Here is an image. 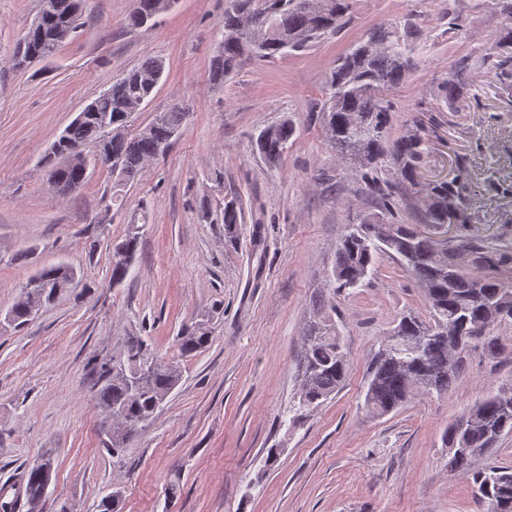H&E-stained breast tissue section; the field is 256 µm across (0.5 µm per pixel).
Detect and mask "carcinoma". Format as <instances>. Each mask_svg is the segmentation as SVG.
Masks as SVG:
<instances>
[{"label": "carcinoma", "mask_w": 512, "mask_h": 512, "mask_svg": "<svg viewBox=\"0 0 512 512\" xmlns=\"http://www.w3.org/2000/svg\"><path fill=\"white\" fill-rule=\"evenodd\" d=\"M81 0H39L41 23L20 38L13 57L20 68L29 59L44 63L77 28ZM352 0H228L218 32L217 50L208 67L214 86L242 63L244 56L272 61L290 51H303L336 34L349 19ZM169 10V0H135L129 17L134 28L150 26ZM416 37L408 24L388 21L376 27L358 46L336 61L325 78L324 100L316 111L323 135L336 160L351 162L359 173L363 191L377 209L359 214L336 246V260L329 275L328 295L319 299L309 322L300 359V383L295 416L319 407L344 382L349 363L336 322L325 307H335L337 295L367 285L376 254L390 252L412 273L421 288L429 318L409 311L401 315L397 329L404 336H428L440 326H451L461 340L453 356L448 344L431 340L418 356L409 357L384 342L370 362L365 407L385 415L411 401L419 393L448 392L459 373L464 353L480 347L494 355L501 349L494 328L512 325V282L494 276L462 271L463 280L448 284L445 271L458 264L457 252L402 218L403 203H420V223L448 230V217L463 225L473 223L467 195L471 181L464 163L456 161L450 179L424 182L428 148L422 130L414 125L392 132L394 103L390 93L408 82L415 64ZM484 61L498 73L504 85H512V26L504 25L485 54ZM474 61L458 57L439 84L442 98L453 105L465 98ZM164 75V63L148 59L115 80L93 99V111L73 120L57 139L58 148L40 163L57 182V190L81 188L88 179L89 163L83 152L100 149L112 156L120 170H110L113 201L125 187L141 177L147 164L166 153L179 134L186 111L174 105L158 113L146 125L131 129L132 117L143 109ZM298 137L296 123L285 117L262 129L252 140V150L270 166L282 161ZM224 233L237 238L243 208L237 198L224 202ZM139 225L130 223L122 242L109 255L112 284H122L139 247ZM473 263L482 268L496 264L499 250L491 246L468 247ZM75 279L66 263L42 266L22 286L10 313L14 326L32 320L33 310L52 304ZM211 341V329L202 322L186 327L178 338L182 356L195 354ZM95 400L99 416L114 413L107 450L118 457L156 416L180 382L179 362L158 358L142 336H127L111 358L95 367ZM512 388L488 395L466 409L460 419L467 429L457 433L450 425L445 442L450 465L472 472L479 497L487 512H512V469L498 467L471 471L474 460L487 454L504 432L512 431ZM53 471L36 463L18 480L19 498L13 500L0 487V512H41Z\"/></svg>", "instance_id": "carcinoma-1"}]
</instances>
